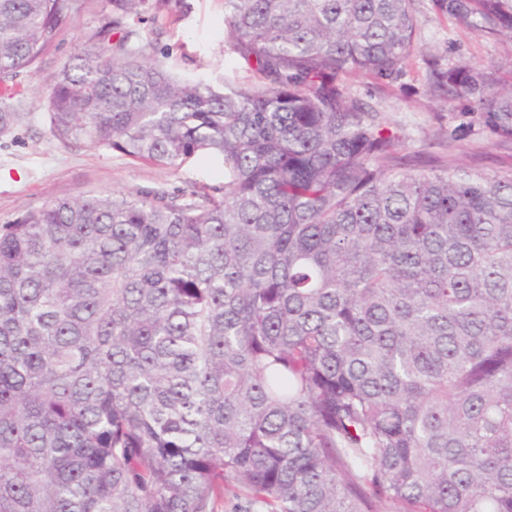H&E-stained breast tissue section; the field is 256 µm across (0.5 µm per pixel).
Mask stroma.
<instances>
[{
  "label": "stroma",
  "mask_w": 512,
  "mask_h": 512,
  "mask_svg": "<svg viewBox=\"0 0 512 512\" xmlns=\"http://www.w3.org/2000/svg\"><path fill=\"white\" fill-rule=\"evenodd\" d=\"M190 3L188 13L163 11L140 24L143 52L184 79L214 85L262 83L254 62L233 53L227 44L224 0ZM420 8L421 41L440 63L464 59L479 68L492 64L497 81L512 85L511 39L470 33L438 17L430 0H420ZM108 10L107 0H85L81 12L60 30L38 69L22 78L12 104L25 119L12 133L0 135V225L13 223L28 208L88 192L203 194L223 186V167L214 160H194L175 169L89 146L68 149L51 136L45 122L47 79L87 48L88 35ZM348 88L367 109L383 113L389 131L402 137L401 153L415 170H427L432 157L447 152L455 163L489 174L512 165V144H496L489 133L470 126L471 101L444 99L431 86L429 68L422 59L410 61L398 78L361 74L349 79ZM453 133L458 136L454 142L449 139Z\"/></svg>",
  "instance_id": "1"
}]
</instances>
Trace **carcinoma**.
I'll use <instances>...</instances> for the list:
<instances>
[{"instance_id": "1", "label": "carcinoma", "mask_w": 512, "mask_h": 512, "mask_svg": "<svg viewBox=\"0 0 512 512\" xmlns=\"http://www.w3.org/2000/svg\"><path fill=\"white\" fill-rule=\"evenodd\" d=\"M84 0H0L10 91ZM50 78L68 147L224 193L55 199L0 225V512H512V167L416 173L346 81L425 58L512 143V88L418 41L416 0H224L261 85L185 80L108 0ZM512 37V0H431Z\"/></svg>"}]
</instances>
